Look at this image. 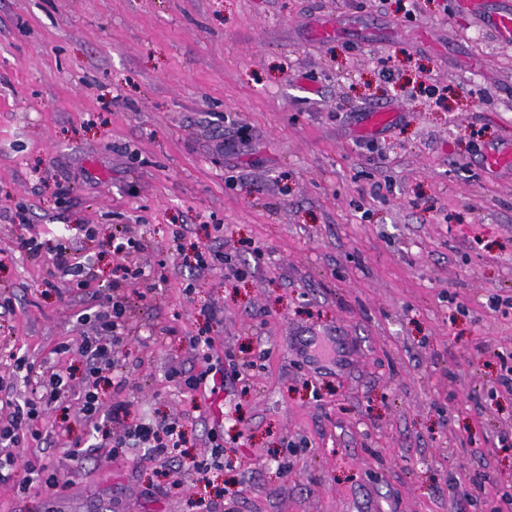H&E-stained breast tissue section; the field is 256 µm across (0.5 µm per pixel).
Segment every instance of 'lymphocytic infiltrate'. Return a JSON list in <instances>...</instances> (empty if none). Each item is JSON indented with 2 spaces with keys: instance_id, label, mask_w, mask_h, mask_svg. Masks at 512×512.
I'll return each mask as SVG.
<instances>
[{
  "instance_id": "lymphocytic-infiltrate-1",
  "label": "lymphocytic infiltrate",
  "mask_w": 512,
  "mask_h": 512,
  "mask_svg": "<svg viewBox=\"0 0 512 512\" xmlns=\"http://www.w3.org/2000/svg\"><path fill=\"white\" fill-rule=\"evenodd\" d=\"M107 245L113 256L123 263V276L113 281V288L133 286L144 275L135 261L137 253L144 250V243L122 232L113 235ZM95 297L96 319L101 333L83 337L80 352L90 364V374L95 379L106 376L108 383L118 392L119 398L107 405L101 403L94 381L82 392L77 416L88 427L90 436L110 446L112 455H120L124 448L134 445L145 449L149 457L175 459L178 448L183 445L184 432L181 423L176 420L165 424L131 420L130 403L120 397L121 392L128 388L129 382L125 376L117 373L116 356L120 348L133 339L126 309L113 293L99 291ZM15 366L30 374L39 373L41 379L47 380L50 391L39 399L20 401L13 396V382L0 378V446L8 449L34 442L42 443L43 432L38 422L45 411L62 406L61 393L65 386L60 374L50 370L36 371L34 366L29 365L26 357H16ZM239 374L240 371L235 366L227 370L208 365L198 374L188 376L181 368L174 366L169 369L167 377L189 390L213 394L223 389L226 378L235 379ZM114 425L123 427L122 436L113 437L110 428Z\"/></svg>"
}]
</instances>
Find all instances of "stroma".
I'll use <instances>...</instances> for the list:
<instances>
[{"mask_svg":"<svg viewBox=\"0 0 512 512\" xmlns=\"http://www.w3.org/2000/svg\"><path fill=\"white\" fill-rule=\"evenodd\" d=\"M0 0V376L13 353L71 375L96 333L116 227L163 271L130 297L132 418H183L208 484L143 449L97 448L68 489L0 486V512H492L512 496V44L460 0ZM343 16L340 33L316 25ZM399 111L370 133L368 111ZM71 225L91 286L51 282ZM180 238H173V231ZM236 270L203 275L196 253ZM206 336L241 364L202 397ZM179 492H169L170 484ZM485 167L491 172L512 170V142L488 149L485 152ZM230 372L224 368H215L208 364L197 375L185 376V372L179 367H171L167 373L170 381H175L191 391L209 392L210 396L218 390L224 389V381L230 375L231 379H238L240 371L234 362L228 364Z\"/></svg>","mask_w":512,"mask_h":512,"instance_id":"stroma-1","label":"stroma"}]
</instances>
